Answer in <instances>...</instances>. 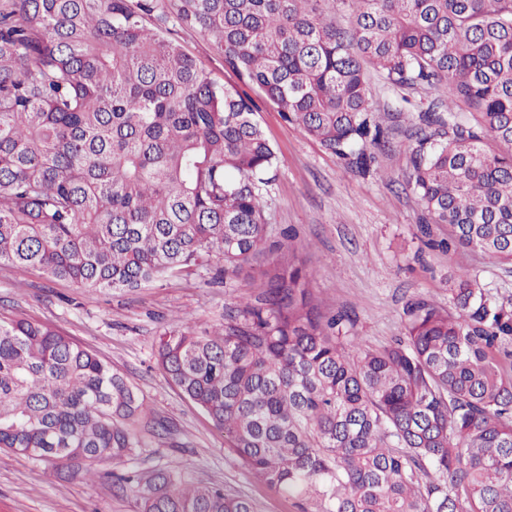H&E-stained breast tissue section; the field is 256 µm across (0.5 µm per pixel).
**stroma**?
Masks as SVG:
<instances>
[{"label": "stroma", "instance_id": "1", "mask_svg": "<svg viewBox=\"0 0 512 512\" xmlns=\"http://www.w3.org/2000/svg\"><path fill=\"white\" fill-rule=\"evenodd\" d=\"M367 79L380 108L400 113L405 122L434 99L427 93L407 104L375 70H368ZM258 120L277 155L264 190L268 242L294 233L296 253L314 274L316 298L325 310L342 308L355 317L360 344L377 348L400 336L408 299L447 304L451 281L464 271L482 287L512 295V267L463 250L447 251V225L420 222L419 208L403 186L402 152L382 157L381 177L364 179L278 112L262 108ZM269 260V253L257 254L239 278L223 284L213 283L212 271L201 269L127 292L0 264V310L63 328L111 363L172 426L163 437L139 433L132 456L117 465L94 464L90 479L0 450V512H137L112 472L150 476L169 469L186 481L215 483L225 493L249 498L257 512H299L294 499L258 481L227 450L223 434L165 378L155 360L158 338L169 325L187 321L209 328L223 321L226 304L255 298Z\"/></svg>", "mask_w": 512, "mask_h": 512}]
</instances>
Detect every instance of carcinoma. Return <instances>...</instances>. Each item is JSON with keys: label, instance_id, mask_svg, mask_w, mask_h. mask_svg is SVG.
Wrapping results in <instances>:
<instances>
[{"label": "carcinoma", "instance_id": "carcinoma-1", "mask_svg": "<svg viewBox=\"0 0 512 512\" xmlns=\"http://www.w3.org/2000/svg\"><path fill=\"white\" fill-rule=\"evenodd\" d=\"M349 26L336 24V15ZM196 31L236 82L179 39ZM402 99L404 184L448 247L512 266V0H0V264L105 290L277 253L254 303L160 334L156 362L301 512H512V298L467 272L410 299L378 349L316 300L293 238L267 245L276 152L260 105L378 173ZM164 421L61 328L0 313V448L122 463ZM138 512H255L214 484L117 476ZM367 79L375 100L385 112H401V123L407 125L414 112L426 109L433 101L435 94L427 93L412 97V104L404 103L400 96L384 86L379 74L370 65L366 67Z\"/></svg>", "mask_w": 512, "mask_h": 512}]
</instances>
